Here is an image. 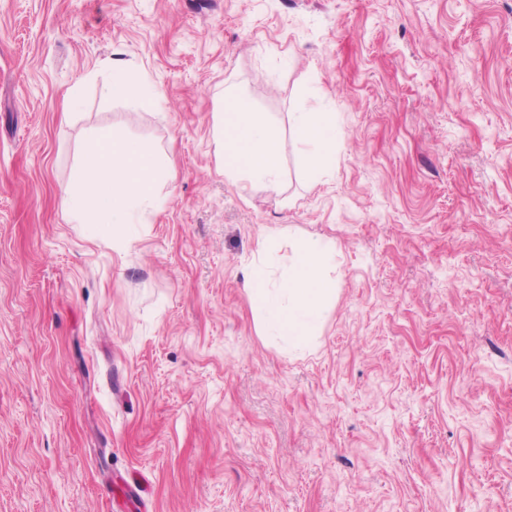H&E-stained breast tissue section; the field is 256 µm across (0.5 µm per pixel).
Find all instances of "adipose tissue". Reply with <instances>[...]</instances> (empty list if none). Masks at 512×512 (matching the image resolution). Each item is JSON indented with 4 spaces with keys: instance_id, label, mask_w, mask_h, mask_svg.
<instances>
[{
    "instance_id": "obj_1",
    "label": "adipose tissue",
    "mask_w": 512,
    "mask_h": 512,
    "mask_svg": "<svg viewBox=\"0 0 512 512\" xmlns=\"http://www.w3.org/2000/svg\"><path fill=\"white\" fill-rule=\"evenodd\" d=\"M291 122L307 174L326 169L331 149L325 132L335 128V113L295 112ZM217 140L224 150V173L230 180L247 179L270 191L279 189L277 136L244 98H226ZM159 169L154 151L147 146L113 130L100 131L82 154L76 189L63 190V204L78 223L129 228L141 223L146 210L161 206L155 191ZM334 257V248L326 243L306 240L295 250L276 287L261 289L263 325L269 335L292 343L307 340L322 316L326 299L335 293L323 273Z\"/></svg>"
}]
</instances>
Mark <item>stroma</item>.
<instances>
[{
	"mask_svg": "<svg viewBox=\"0 0 512 512\" xmlns=\"http://www.w3.org/2000/svg\"><path fill=\"white\" fill-rule=\"evenodd\" d=\"M230 87L280 193L224 175ZM103 129L164 163L120 248L61 200ZM307 239L288 350L246 283ZM0 512H512V0H0ZM291 122L306 172L313 177L323 171L331 161L330 144L324 134L336 129V115L332 112H292ZM334 258V248L318 239L306 240L295 250L276 288L260 289L267 335L292 343L305 342L312 335L326 299L336 292L323 273Z\"/></svg>",
	"mask_w": 512,
	"mask_h": 512,
	"instance_id": "stroma-1",
	"label": "stroma"
}]
</instances>
